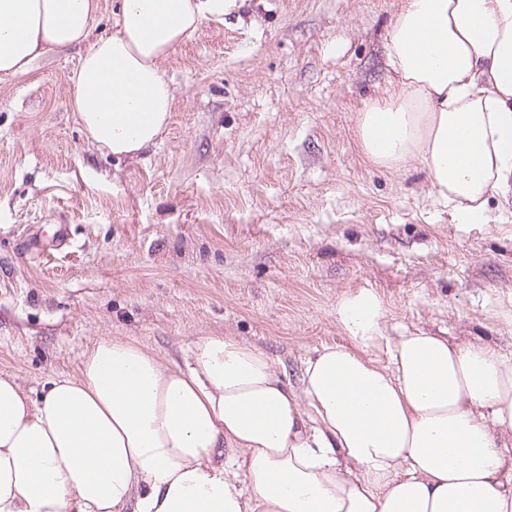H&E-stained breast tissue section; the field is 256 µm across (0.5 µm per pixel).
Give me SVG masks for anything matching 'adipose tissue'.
Here are the masks:
<instances>
[{
  "label": "adipose tissue",
  "mask_w": 512,
  "mask_h": 512,
  "mask_svg": "<svg viewBox=\"0 0 512 512\" xmlns=\"http://www.w3.org/2000/svg\"><path fill=\"white\" fill-rule=\"evenodd\" d=\"M233 3L123 0L93 40L98 0H0V74L79 48L71 109L130 156L170 118L161 61ZM386 47L396 91L361 112L362 150L420 156L440 203L488 223L489 199L512 204V0H405ZM337 314L352 347L317 350L296 389L231 336L179 363L103 338L35 398L0 374V512H512V361L385 336L369 289Z\"/></svg>",
  "instance_id": "1"
}]
</instances>
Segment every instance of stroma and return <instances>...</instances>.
<instances>
[{"label": "stroma", "instance_id": "stroma-1", "mask_svg": "<svg viewBox=\"0 0 512 512\" xmlns=\"http://www.w3.org/2000/svg\"><path fill=\"white\" fill-rule=\"evenodd\" d=\"M404 2L236 0L161 62L173 110L135 157L71 111L76 51L0 75V373L36 394L101 338L176 359L233 336L295 385L315 349L347 344L336 307L363 288L386 335L511 358L512 212L458 223L421 160L386 169L359 143L360 112L393 90Z\"/></svg>", "mask_w": 512, "mask_h": 512}]
</instances>
